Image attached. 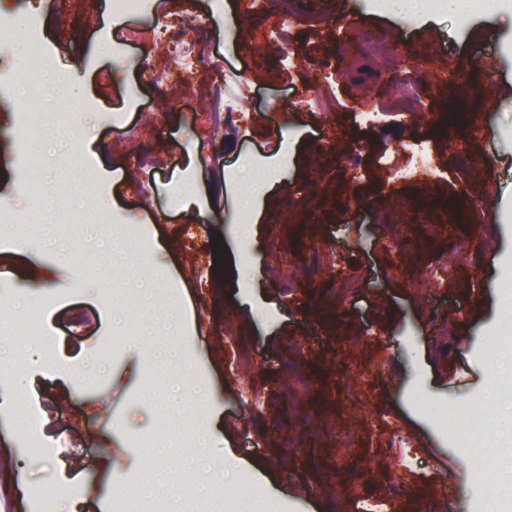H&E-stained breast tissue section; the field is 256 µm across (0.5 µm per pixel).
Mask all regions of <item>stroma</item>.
Segmentation results:
<instances>
[{
  "mask_svg": "<svg viewBox=\"0 0 512 512\" xmlns=\"http://www.w3.org/2000/svg\"><path fill=\"white\" fill-rule=\"evenodd\" d=\"M112 0H0V19L23 29L24 14L41 15L43 41L57 52L74 109L85 112L83 136L47 153L45 191L78 197L73 153L105 155L97 187L118 223L132 225L153 271L173 286L166 294L185 319L184 350L205 391L211 447L204 474L217 494L245 500L238 480L273 501L278 512H362L365 500H390L393 512H420L441 497L448 512H512V412L492 420L491 465L481 468L461 437L450 435L446 415L469 419L490 384L512 395V377L495 378L490 343L512 345V11L458 15L424 10L399 18L371 0H325L329 23L297 17L282 28L278 0L252 16L240 0H148L145 10L108 16ZM209 18L208 57L192 75L156 73L169 62L153 39L157 26L180 27L189 17ZM299 54L287 60L286 50ZM239 99L237 125L215 132L201 103L213 83ZM412 76L425 105L411 122L381 127L364 112H395L393 87ZM483 94L460 98L457 83ZM186 97L180 110L158 111L161 94ZM334 98L336 109L318 102ZM309 106L292 107L295 99ZM484 125L470 142L482 165L461 166L455 144L464 128L445 124L456 101ZM23 104L0 91V201L25 212L19 188L15 123ZM424 141L436 153L430 180L388 178L387 167L407 145ZM356 154L358 173L342 159ZM145 155L153 166L136 159ZM278 164L268 176L259 212L243 216L235 205L234 175L245 163ZM198 187L200 202H178L183 184ZM416 201L428 218L404 216L399 204ZM408 219L412 231L390 245L377 215ZM454 224L471 238L462 261L440 227ZM224 227L222 259L199 267L196 251H211L209 227ZM329 247L334 264H314L312 246ZM284 260L300 286L288 293L265 274ZM78 256H58L36 245L0 242V302L21 295L42 314L49 347L42 372L28 373L29 351L15 345L0 378V512H31L23 493L37 482L68 488L77 512H111L121 487L179 486L188 450L181 397H149L145 365L165 343L118 338L121 313L97 280L77 274ZM450 269L428 302L412 283L432 266ZM360 269L364 286L339 293L341 277ZM234 317L226 330V317ZM313 336L299 361L314 387L292 393L284 376L293 348ZM362 337L360 350L347 347ZM111 344L105 378L89 376L94 351ZM254 361L248 372L238 354ZM342 372H334L333 363ZM261 398L244 411L243 390ZM42 404L41 433L51 459H31L14 415L29 398ZM416 442L413 467L402 449L387 445L391 428ZM170 439L165 456L130 447V433ZM353 441L337 467V435Z\"/></svg>",
  "mask_w": 512,
  "mask_h": 512,
  "instance_id": "1",
  "label": "stroma"
}]
</instances>
